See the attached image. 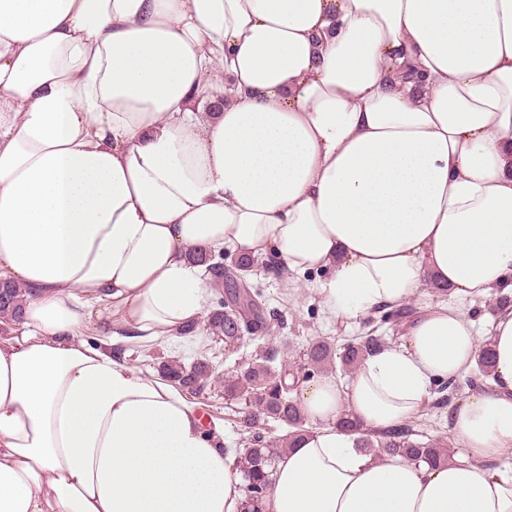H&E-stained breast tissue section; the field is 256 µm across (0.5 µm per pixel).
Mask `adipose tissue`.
<instances>
[{"instance_id": "obj_1", "label": "adipose tissue", "mask_w": 512, "mask_h": 512, "mask_svg": "<svg viewBox=\"0 0 512 512\" xmlns=\"http://www.w3.org/2000/svg\"><path fill=\"white\" fill-rule=\"evenodd\" d=\"M193 250L327 271L347 320L450 290L349 385H302L263 512H512L484 467L512 457V308L450 414L468 460L358 443L468 373L465 301L512 291V0H0V277L29 290L0 336V512H241L223 422L83 338L202 322Z\"/></svg>"}]
</instances>
